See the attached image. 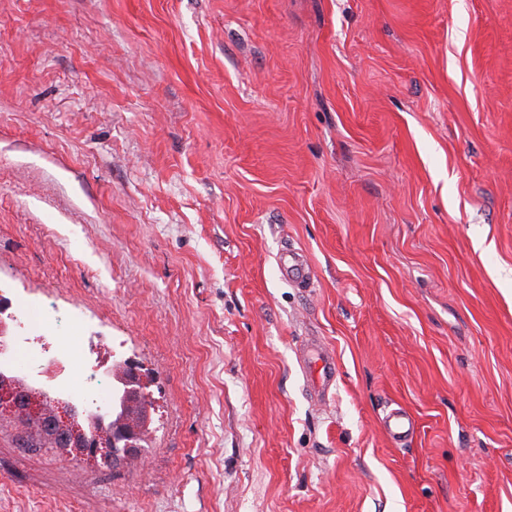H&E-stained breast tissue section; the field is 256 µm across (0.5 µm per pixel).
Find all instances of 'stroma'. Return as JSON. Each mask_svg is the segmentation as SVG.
Segmentation results:
<instances>
[{
  "label": "stroma",
  "mask_w": 512,
  "mask_h": 512,
  "mask_svg": "<svg viewBox=\"0 0 512 512\" xmlns=\"http://www.w3.org/2000/svg\"><path fill=\"white\" fill-rule=\"evenodd\" d=\"M0 286L153 376L0 512H512V0H0ZM284 278L295 288H311L313 274L303 256L288 250L278 257ZM36 322L53 330H59L62 327L71 328L77 323L72 315L63 314L54 307H40ZM303 368L312 375V385L318 393H327L336 384L337 367L332 354L318 344L307 345L302 351ZM382 426L393 442L406 441L412 437L415 421L403 408L392 409L382 418ZM113 424L114 419L112 418L113 439H111V437L105 436L104 439H100L102 441H97L96 439L91 440V442L97 445V448H110L105 453L107 457L106 459H108L107 464L109 465L112 464V443L114 446H116L119 442L123 441V444L120 448H113V452L116 456L119 455V452H117L119 449H121V451L127 456L137 454L140 451L139 447L141 446L140 445L138 447L135 436L128 433V431L125 429L123 426L122 418L118 419L114 426Z\"/></svg>",
  "instance_id": "obj_1"
}]
</instances>
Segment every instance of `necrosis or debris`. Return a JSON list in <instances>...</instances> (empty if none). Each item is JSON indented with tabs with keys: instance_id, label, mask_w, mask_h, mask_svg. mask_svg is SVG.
I'll return each mask as SVG.
<instances>
[{
	"instance_id": "4bbe7bcc",
	"label": "necrosis or debris",
	"mask_w": 512,
	"mask_h": 512,
	"mask_svg": "<svg viewBox=\"0 0 512 512\" xmlns=\"http://www.w3.org/2000/svg\"><path fill=\"white\" fill-rule=\"evenodd\" d=\"M21 306V301L13 299L7 289H0V369L5 370L13 386L23 387L29 412L38 411L48 399L73 429L89 427L92 415L103 412L112 399V367L108 359H98L89 366L65 341H57L50 352L20 340L14 331V311ZM35 369L69 375L70 381L62 390L41 382L27 383L29 372Z\"/></svg>"
}]
</instances>
